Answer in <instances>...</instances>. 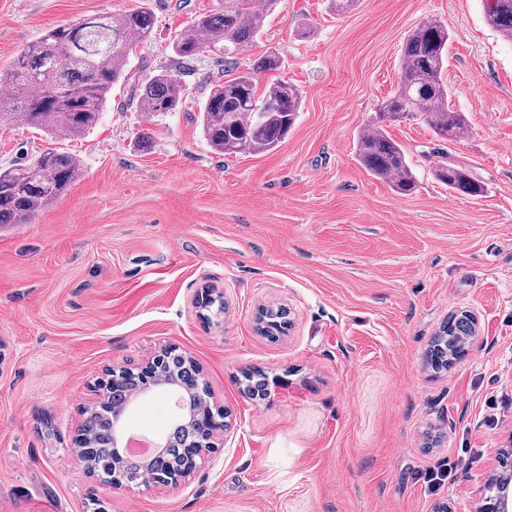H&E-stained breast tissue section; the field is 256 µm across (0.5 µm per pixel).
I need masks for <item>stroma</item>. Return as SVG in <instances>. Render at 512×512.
Listing matches in <instances>:
<instances>
[{"mask_svg":"<svg viewBox=\"0 0 512 512\" xmlns=\"http://www.w3.org/2000/svg\"><path fill=\"white\" fill-rule=\"evenodd\" d=\"M151 37L135 83L113 87L97 125L54 140L0 128V168L46 147L82 177L31 223L0 229V512H479L500 450L512 448V43L481 0H281L231 59L179 62L171 43L217 0H148ZM135 0H0V69L48 29ZM452 33L444 79L470 129L450 142L421 122L389 126L418 181L395 194L355 144L395 89L418 24ZM275 54L260 85L298 88L295 127L270 152L220 155L197 120L213 82ZM170 72L186 106L154 118L134 88ZM486 187L450 192L440 155ZM210 286L222 325L193 304ZM290 310V331H256L260 307ZM477 333L464 356L428 351L449 315ZM192 357L228 427L174 485L113 489L82 464L75 438L98 383L162 349ZM263 375L270 393L245 391ZM167 389L138 400L130 435L162 434ZM443 470L441 484L427 475Z\"/></svg>","mask_w":512,"mask_h":512,"instance_id":"1","label":"stroma"}]
</instances>
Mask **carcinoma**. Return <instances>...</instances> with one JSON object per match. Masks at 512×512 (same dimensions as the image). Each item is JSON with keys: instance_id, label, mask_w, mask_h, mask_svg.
Wrapping results in <instances>:
<instances>
[{"instance_id": "obj_1", "label": "carcinoma", "mask_w": 512, "mask_h": 512, "mask_svg": "<svg viewBox=\"0 0 512 512\" xmlns=\"http://www.w3.org/2000/svg\"><path fill=\"white\" fill-rule=\"evenodd\" d=\"M279 2L222 0L220 8L181 31L173 52L184 61L207 51L233 57L252 44L260 23ZM484 20L512 42V0H485ZM154 22L147 0H139L119 16L95 14L48 30L0 70V83L13 90L10 97L0 98V127L20 119L56 140L85 134L97 124L112 85L131 80L129 56L150 36ZM450 38L448 26L435 20L422 22L407 35L397 87L380 105L372 126L357 138L355 154L361 167L400 196L413 194L418 182L405 147L388 135L385 122L422 121L448 141L464 137L469 129L465 115L450 105L451 90L443 78ZM138 98L148 117L173 112L187 101L183 84L167 72L145 84ZM300 106L295 86L281 81L262 90L256 71L240 72L213 83L200 109L203 136L213 150L227 155L268 152L288 136ZM433 175L452 192L473 198L486 193L484 185L450 161L437 163ZM81 176L78 158L55 148L0 169V228L30 223ZM164 368L180 374L185 385L195 386L180 357L168 358ZM138 385V378L128 377L113 389L112 404H123ZM85 432L91 458L106 463L111 457L110 414L91 412ZM192 440V434L177 429L164 459L183 458Z\"/></svg>"}]
</instances>
